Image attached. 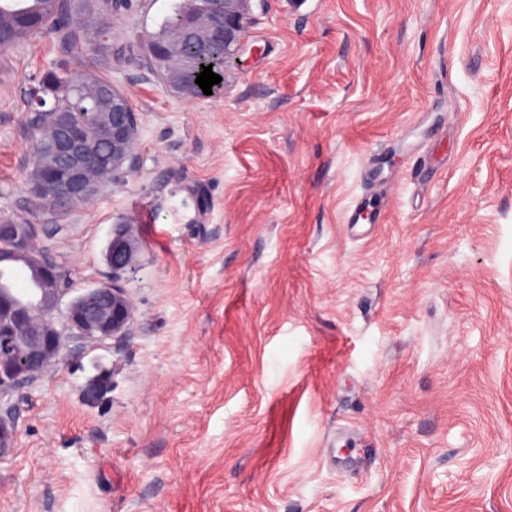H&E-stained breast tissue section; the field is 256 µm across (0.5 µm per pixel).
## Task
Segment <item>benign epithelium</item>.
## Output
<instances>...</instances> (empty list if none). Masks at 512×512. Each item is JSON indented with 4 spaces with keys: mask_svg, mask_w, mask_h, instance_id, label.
I'll use <instances>...</instances> for the list:
<instances>
[{
    "mask_svg": "<svg viewBox=\"0 0 512 512\" xmlns=\"http://www.w3.org/2000/svg\"><path fill=\"white\" fill-rule=\"evenodd\" d=\"M250 0H203L172 25L167 43L150 42L153 56H164L166 82L181 85L183 61L192 51L204 61L214 45L224 46V62L237 59L250 24ZM100 112L93 130L97 141L109 145L106 154L90 150L84 114L74 110L52 113L49 139L27 182L29 198L41 199L54 189L57 207L90 201L115 180L132 158L135 113L118 101L119 91L100 77L95 87ZM45 225L26 221L0 222V269H22L35 288L22 299L12 288L0 287V401L46 368L59 363L66 342L102 341L125 335L134 305L122 277L132 269L136 245L126 226L119 225L108 246L112 282L88 288L68 303L64 277L46 255L34 247ZM16 422L10 408L0 411V460L14 448Z\"/></svg>",
    "mask_w": 512,
    "mask_h": 512,
    "instance_id": "1",
    "label": "benign epithelium"
}]
</instances>
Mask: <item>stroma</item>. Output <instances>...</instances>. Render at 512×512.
I'll return each mask as SVG.
<instances>
[{"mask_svg": "<svg viewBox=\"0 0 512 512\" xmlns=\"http://www.w3.org/2000/svg\"><path fill=\"white\" fill-rule=\"evenodd\" d=\"M175 2L116 14L106 66L76 30L138 120L86 205L26 194L50 37L0 51V212L52 225L76 294L114 225L137 246L127 334L13 396L0 512H512V0H251L197 98L145 48Z\"/></svg>", "mask_w": 512, "mask_h": 512, "instance_id": "obj_1", "label": "stroma"}]
</instances>
